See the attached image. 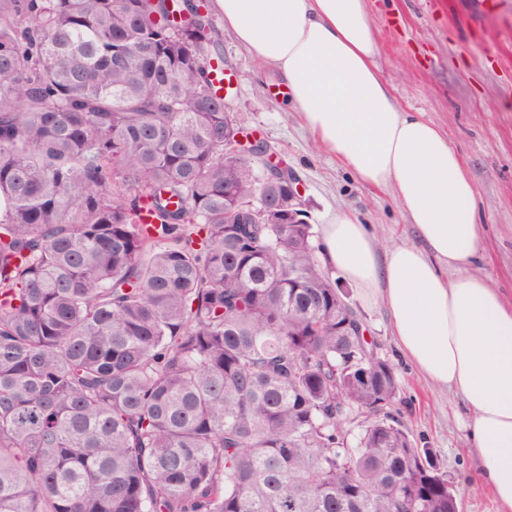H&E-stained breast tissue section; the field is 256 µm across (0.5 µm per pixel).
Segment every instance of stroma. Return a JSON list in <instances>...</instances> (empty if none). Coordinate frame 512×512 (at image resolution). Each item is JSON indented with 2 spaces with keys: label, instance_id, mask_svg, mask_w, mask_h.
Returning <instances> with one entry per match:
<instances>
[{
  "label": "stroma",
  "instance_id": "1",
  "mask_svg": "<svg viewBox=\"0 0 512 512\" xmlns=\"http://www.w3.org/2000/svg\"><path fill=\"white\" fill-rule=\"evenodd\" d=\"M206 3L224 70L233 77L227 109L297 171L309 224L321 228L347 211L366 224L379 251L415 242L413 226L394 197L363 185L317 145L302 116L291 111L280 73L255 61L225 29L216 0ZM369 5L380 44L376 66L394 100L447 132L475 184L477 217L486 229L472 269L512 299V0H369ZM347 294L368 327L366 339L398 370L395 408L417 447L432 449L462 512H496L480 484L461 397L430 385L401 356L383 306L366 308L355 289Z\"/></svg>",
  "mask_w": 512,
  "mask_h": 512
}]
</instances>
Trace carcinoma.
<instances>
[{
  "label": "carcinoma",
  "mask_w": 512,
  "mask_h": 512,
  "mask_svg": "<svg viewBox=\"0 0 512 512\" xmlns=\"http://www.w3.org/2000/svg\"><path fill=\"white\" fill-rule=\"evenodd\" d=\"M212 31L0 0V512H459L313 226L240 209Z\"/></svg>",
  "instance_id": "carcinoma-1"
}]
</instances>
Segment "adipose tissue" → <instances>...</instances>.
<instances>
[{"label": "adipose tissue", "mask_w": 512, "mask_h": 512, "mask_svg": "<svg viewBox=\"0 0 512 512\" xmlns=\"http://www.w3.org/2000/svg\"><path fill=\"white\" fill-rule=\"evenodd\" d=\"M224 26L276 68L318 144L364 185L394 194L418 237L379 255L364 224L340 212L320 254L334 275L391 317L401 355L459 395L497 512H512V301L473 273L483 238L476 190L447 133L402 110L375 66L367 0H217Z\"/></svg>", "instance_id": "adipose-tissue-1"}]
</instances>
